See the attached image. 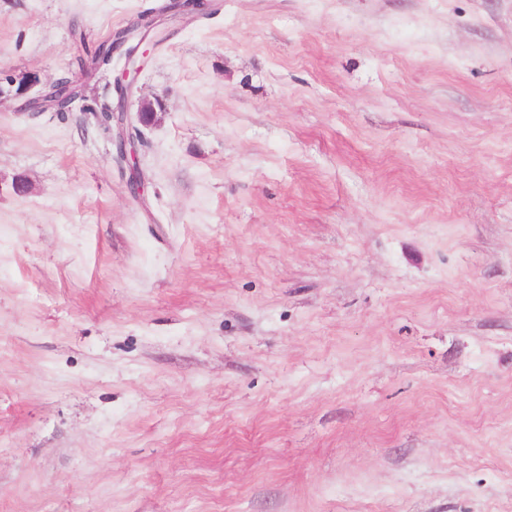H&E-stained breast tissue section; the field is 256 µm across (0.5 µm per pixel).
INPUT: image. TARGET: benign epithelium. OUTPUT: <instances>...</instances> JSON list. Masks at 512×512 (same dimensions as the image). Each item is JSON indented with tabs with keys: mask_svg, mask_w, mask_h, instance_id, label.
Masks as SVG:
<instances>
[{
	"mask_svg": "<svg viewBox=\"0 0 512 512\" xmlns=\"http://www.w3.org/2000/svg\"><path fill=\"white\" fill-rule=\"evenodd\" d=\"M211 7L210 0H167L162 11L141 16L133 30L127 29L121 35L112 33V40L115 41L112 54L124 58L123 69L113 79L119 96L116 103L110 106L109 112V121L112 122V148L116 157L126 165L129 192L136 200L143 199L148 179L140 167L134 140L126 131V98L137 83L147 57V51L142 49V45L150 34L160 32V17L200 16L207 14ZM35 81L36 77L29 73L8 75L4 78L6 87L0 86V98L7 96L22 102V106L35 110L53 106L46 91L38 98L28 95Z\"/></svg>",
	"mask_w": 512,
	"mask_h": 512,
	"instance_id": "benign-epithelium-1",
	"label": "benign epithelium"
}]
</instances>
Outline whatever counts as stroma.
Here are the masks:
<instances>
[{"instance_id": "1", "label": "stroma", "mask_w": 512, "mask_h": 512, "mask_svg": "<svg viewBox=\"0 0 512 512\" xmlns=\"http://www.w3.org/2000/svg\"><path fill=\"white\" fill-rule=\"evenodd\" d=\"M161 3L0 0V72L80 77ZM165 28L145 200L123 59L0 101V512H512V0ZM164 8L157 14L148 13L141 16L135 27L136 36L132 38L131 31L125 30L124 34H118L117 30L103 42L91 49H85L77 59L78 66L82 69L96 70L108 65L114 55L124 58V66L113 79V85L119 91V96L110 107L108 122H112V148L116 157L126 165L128 170V187L131 196L136 200L143 199L148 179L145 177L138 160L133 138L126 131L127 113L126 98L138 80L147 57V50L140 51L151 33L160 32V16H200L205 15L211 9L210 0H166ZM115 44L112 47V41ZM106 122V123H108Z\"/></svg>"}]
</instances>
